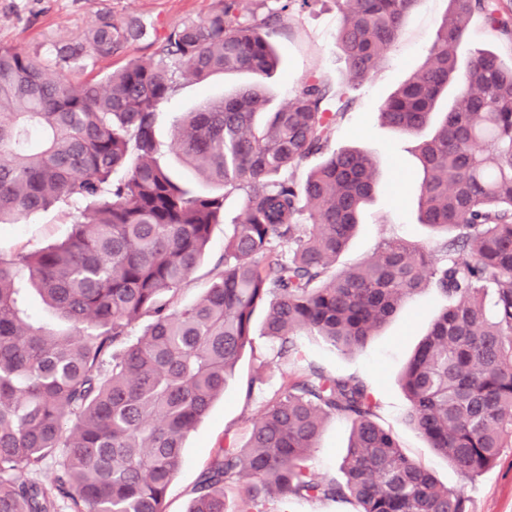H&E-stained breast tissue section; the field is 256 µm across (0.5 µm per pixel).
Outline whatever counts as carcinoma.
I'll return each mask as SVG.
<instances>
[{
    "label": "carcinoma",
    "instance_id": "1",
    "mask_svg": "<svg viewBox=\"0 0 512 512\" xmlns=\"http://www.w3.org/2000/svg\"><path fill=\"white\" fill-rule=\"evenodd\" d=\"M282 0L262 17L245 0H218L204 18L153 41L99 81L72 68L111 58L147 35L134 17L102 16L76 43L38 51L0 46V224L60 202H84L59 244L0 256V512H165L187 434L254 350V323L296 371L251 423L246 443L220 449L187 512H286L294 498L354 512H469L376 420L369 383L301 365L296 337L352 352L425 282L448 297L401 376L407 419L465 480L512 447V64L489 52L461 67L471 17L512 35L502 0H449L427 59L382 105L394 131L418 136L424 172L419 223L446 234L441 257L383 241L375 256L336 272L358 213L375 190L373 159L340 150L306 178L349 111L355 81L400 36L419 0H337L336 44L352 84L303 79L288 105L267 111L273 39L292 21ZM246 72L234 95L176 118L183 162L218 191L196 193L159 161V105L179 85ZM244 191L224 233V256L191 305L176 296L202 262L224 202ZM67 323L22 316L21 273ZM148 324L137 341L132 327ZM350 424L343 480L308 464L325 420ZM62 452L51 485L18 473Z\"/></svg>",
    "mask_w": 512,
    "mask_h": 512
}]
</instances>
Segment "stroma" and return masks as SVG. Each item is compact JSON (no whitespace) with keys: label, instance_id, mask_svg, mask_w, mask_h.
<instances>
[{"label":"stroma","instance_id":"35a3bbf8","mask_svg":"<svg viewBox=\"0 0 512 512\" xmlns=\"http://www.w3.org/2000/svg\"><path fill=\"white\" fill-rule=\"evenodd\" d=\"M216 3L217 0H0V46L37 49L45 55L52 46L80 39L101 15L137 16L146 25L148 38L133 43L123 55L89 60L74 69L70 78L80 85L100 79L128 60H149L154 52L152 39L163 38L181 21L207 16ZM448 7V0H420L406 17L399 40L361 80L353 107L337 124L329 142L332 152L359 149L371 154L376 161L378 180L376 194L363 207L355 234L337 262L338 268L369 258L388 238L397 237L430 248L438 241L418 221L417 199L422 180L418 140L384 125L379 110L423 65L438 21ZM339 17L336 0H313L310 7L296 9L292 26L284 29L275 42L280 67L268 81L269 109L286 104L310 73L320 74L334 84L347 83L349 73L336 44ZM477 50L495 52L507 61L512 59V40L494 34L477 14L469 22L458 54L465 61ZM247 81L244 75H215L201 83L190 82L180 86L160 106V161L173 177L196 192H208L209 186L178 160L172 146V122L203 99L231 94ZM241 198L237 191L226 199L224 221L214 225L204 263L179 291L180 305L192 304L206 288L211 269L224 254V233L240 210ZM76 209V204L60 203L20 217L17 223L1 225L0 255L34 252L60 242L70 231L68 215ZM447 306V298L426 285L356 352L335 350L310 336L298 337L297 342L304 362L333 374L366 379L378 404V423L392 433L409 457L431 470L441 483L463 490L470 512H512V447L502 449L493 466L465 482L406 421L409 402L399 383L400 374L431 322ZM254 346V351L245 353L239 361L223 397L188 434L183 465L166 494V512H186L201 472L218 449L244 443L251 418L292 375V368L283 364L261 369V362L273 357L267 337L256 336ZM257 375L262 376V384L247 391L248 381ZM348 439L349 425L345 420H326L311 456L312 465L325 479L341 478L340 464Z\"/></svg>","mask_w":512,"mask_h":512}]
</instances>
